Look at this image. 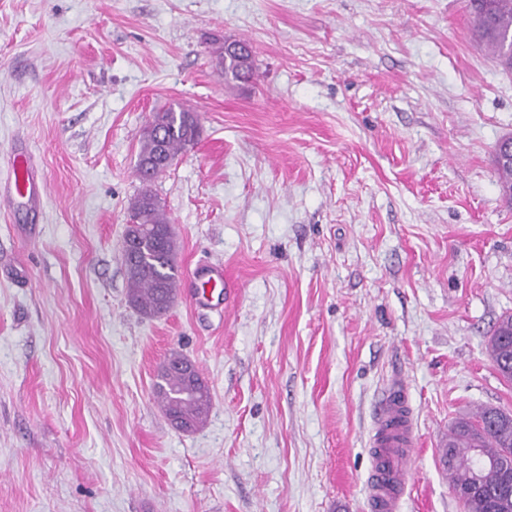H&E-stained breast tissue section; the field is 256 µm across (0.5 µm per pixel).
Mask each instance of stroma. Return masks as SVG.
Here are the masks:
<instances>
[{"label":"stroma","mask_w":512,"mask_h":512,"mask_svg":"<svg viewBox=\"0 0 512 512\" xmlns=\"http://www.w3.org/2000/svg\"><path fill=\"white\" fill-rule=\"evenodd\" d=\"M469 0H0V512H370L374 406L409 386L403 512H461L448 428L512 412L487 344L512 315L493 152L512 74ZM250 42L255 77L216 68ZM199 143L153 183L187 282L128 302L121 241L152 113ZM39 202L7 197L9 157ZM224 266L203 305L201 272ZM178 353L206 423L153 394ZM172 358L182 361L180 372L168 367ZM155 396L170 421L183 431L203 425L211 408V392L199 368L181 355H172L160 367ZM176 424H175V423Z\"/></svg>","instance_id":"obj_1"}]
</instances>
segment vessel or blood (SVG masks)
I'll use <instances>...</instances> for the list:
<instances>
[{"label":"vessel or blood","instance_id":"obj_1","mask_svg":"<svg viewBox=\"0 0 512 512\" xmlns=\"http://www.w3.org/2000/svg\"><path fill=\"white\" fill-rule=\"evenodd\" d=\"M12 173L15 192L31 196L33 176L25 161L14 159ZM370 445L367 494L371 512H401L407 489L406 464L417 446L408 384L403 378H392L376 404Z\"/></svg>","mask_w":512,"mask_h":512}]
</instances>
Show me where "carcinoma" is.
Returning <instances> with one entry per match:
<instances>
[{
    "mask_svg": "<svg viewBox=\"0 0 512 512\" xmlns=\"http://www.w3.org/2000/svg\"><path fill=\"white\" fill-rule=\"evenodd\" d=\"M477 36L495 54L503 71L512 73L503 35L512 33V0H473ZM216 65L227 81L248 82L254 63L219 49ZM201 129L197 117L173 108L153 114L140 141L137 174L143 188L130 204V214L148 226L150 234L123 252L130 304L145 318L164 315L175 300L178 280L176 239L168 233L169 220L151 183L164 173L179 153L194 146ZM500 188L512 202V161L496 162ZM488 349L501 377L512 382V315L497 324ZM175 372L163 362L155 383V396L176 427L192 431L203 425L211 408V392L199 368L178 356ZM450 488L463 512H512V413L483 408L461 418L448 432L443 450Z\"/></svg>",
    "mask_w": 512,
    "mask_h": 512,
    "instance_id": "obj_1",
    "label": "carcinoma"
}]
</instances>
